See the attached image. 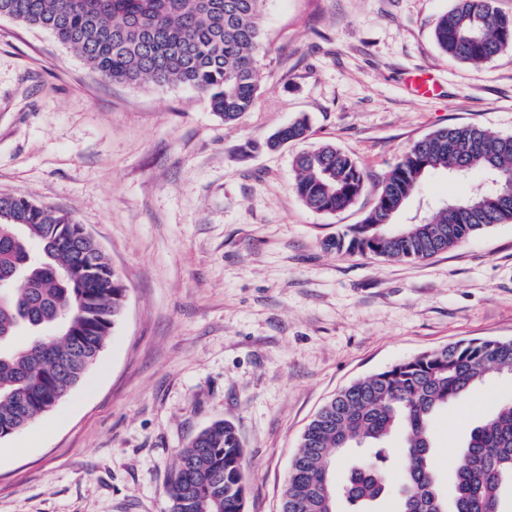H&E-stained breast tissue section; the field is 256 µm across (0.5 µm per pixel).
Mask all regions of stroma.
<instances>
[{"mask_svg": "<svg viewBox=\"0 0 512 512\" xmlns=\"http://www.w3.org/2000/svg\"><path fill=\"white\" fill-rule=\"evenodd\" d=\"M454 0H266L255 106L232 124L181 86L116 84L43 29L0 18V194L64 210L127 288L122 319L64 401L0 439V512H168L177 452L213 421L243 448L246 512H280L299 438L356 379L457 342L512 339V222L423 261L342 255L377 180L415 141L476 123L512 135V48L472 65L433 38ZM426 68L441 90L406 92ZM306 117L369 174L348 209L292 189ZM488 181L432 174L399 215ZM512 396L490 374L474 417L431 425L443 487L477 414ZM308 124L305 119H297L288 123V127L281 129L276 135H272L265 141V146L275 149L283 143L302 141L307 138Z\"/></svg>", "mask_w": 512, "mask_h": 512, "instance_id": "35a3bbf8", "label": "stroma"}]
</instances>
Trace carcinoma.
<instances>
[{
  "instance_id": "cac0c4a2",
  "label": "carcinoma",
  "mask_w": 512,
  "mask_h": 512,
  "mask_svg": "<svg viewBox=\"0 0 512 512\" xmlns=\"http://www.w3.org/2000/svg\"><path fill=\"white\" fill-rule=\"evenodd\" d=\"M265 0H0V16L52 33L113 82L180 85L205 96L230 124L250 111L260 89ZM451 61L483 63L512 48V14L495 0H456L434 26ZM304 119L265 141L275 149L307 138ZM293 190L311 210L335 214L362 193L368 174L331 144L293 158ZM486 171L494 187L472 188L424 216L394 223L436 171ZM0 280L15 271L23 287H0V428L23 430L66 398L103 350L121 318L126 288L104 251H78L59 225L68 213L25 196L0 197ZM512 222V135L479 125L438 129L416 141L380 180L373 209L329 245L349 254L421 260L494 224ZM22 347L14 346L19 335ZM512 377V340L459 341L358 379L324 404L304 429L281 495V512H343L340 500L369 506L388 483L385 444L402 436L397 512H504L512 494V397L472 428L455 469L453 493L439 486L430 426L489 372ZM372 454L337 489L333 463L344 448ZM242 445L233 423L218 420L177 453L169 512H244Z\"/></svg>"
}]
</instances>
